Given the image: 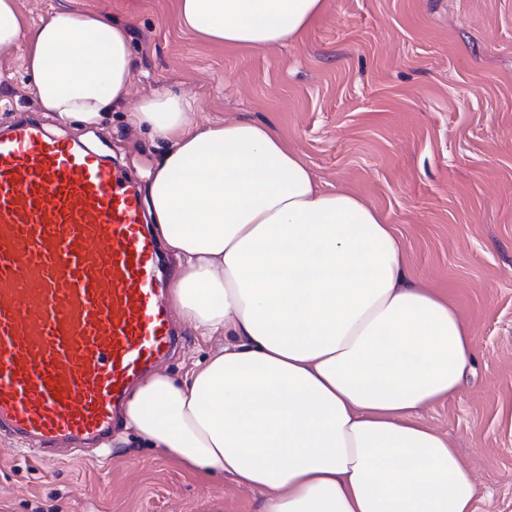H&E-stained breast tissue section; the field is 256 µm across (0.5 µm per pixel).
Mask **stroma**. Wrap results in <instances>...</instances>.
<instances>
[{"mask_svg": "<svg viewBox=\"0 0 512 512\" xmlns=\"http://www.w3.org/2000/svg\"><path fill=\"white\" fill-rule=\"evenodd\" d=\"M18 8L31 26L62 9L123 24L135 80L99 124L64 122L33 96L17 43L0 49V126L29 113L143 185L144 158L167 146L128 115L169 90L194 100L201 125H273L327 187L382 212L412 277L447 293L474 334L459 392L418 418L459 449L476 512H512V0H328L299 40L262 50L204 40L181 25L178 0ZM177 334L159 367L174 378L224 344L183 322ZM125 433L103 459L40 460L0 440V512H260V493L203 481Z\"/></svg>", "mask_w": 512, "mask_h": 512, "instance_id": "35a3bbf8", "label": "stroma"}]
</instances>
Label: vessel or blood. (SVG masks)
I'll use <instances>...</instances> for the list:
<instances>
[{
	"mask_svg": "<svg viewBox=\"0 0 512 512\" xmlns=\"http://www.w3.org/2000/svg\"><path fill=\"white\" fill-rule=\"evenodd\" d=\"M136 184L31 117L0 131V436L108 444L128 386L179 339Z\"/></svg>",
	"mask_w": 512,
	"mask_h": 512,
	"instance_id": "1",
	"label": "vessel or blood"
}]
</instances>
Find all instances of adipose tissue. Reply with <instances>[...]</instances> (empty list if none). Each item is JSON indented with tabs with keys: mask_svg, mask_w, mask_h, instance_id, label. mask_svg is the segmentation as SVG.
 <instances>
[{
	"mask_svg": "<svg viewBox=\"0 0 512 512\" xmlns=\"http://www.w3.org/2000/svg\"><path fill=\"white\" fill-rule=\"evenodd\" d=\"M327 0H178L210 42L295 41ZM25 42L32 90L60 120L101 119L133 79L125 26L59 10L28 28L0 0V48ZM129 119L166 144L147 172L154 231L180 261L171 304L223 349L129 392L125 427L205 479L263 492L262 512H476L472 473L417 411L451 399L473 334L414 281L375 206L321 183L269 125H200L165 90Z\"/></svg>",
	"mask_w": 512,
	"mask_h": 512,
	"instance_id": "ef3b65f1",
	"label": "adipose tissue"
}]
</instances>
